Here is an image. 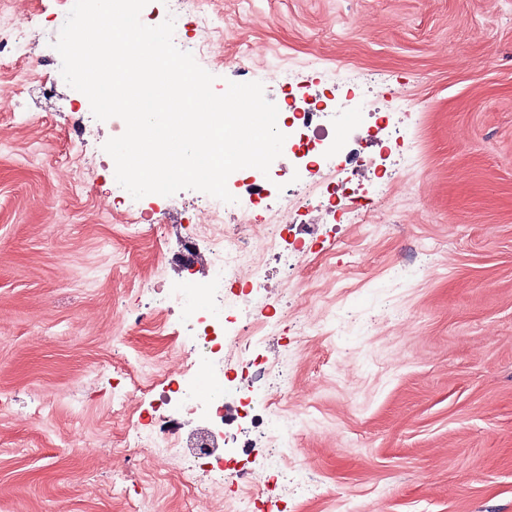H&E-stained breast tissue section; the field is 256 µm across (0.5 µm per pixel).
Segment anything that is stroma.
I'll list each match as a JSON object with an SVG mask.
<instances>
[{"label": "stroma", "mask_w": 512, "mask_h": 512, "mask_svg": "<svg viewBox=\"0 0 512 512\" xmlns=\"http://www.w3.org/2000/svg\"><path fill=\"white\" fill-rule=\"evenodd\" d=\"M62 0H0V37L32 34L0 66V512H197L195 480L152 448L124 461L128 435L190 361L187 317L155 303L186 250L211 233L203 192L111 206V121L52 59ZM223 19L190 48L228 82L295 95L331 91L342 149L371 115L388 130L363 148L393 171L391 212L312 231L306 217L264 252L249 295L265 324L256 413L293 417L281 512H512V0H208ZM255 58L221 63L243 49ZM377 76L375 94L340 73ZM147 212L152 223L136 218ZM314 239L288 274L278 255ZM288 375L287 396L269 388Z\"/></svg>", "instance_id": "obj_1"}]
</instances>
